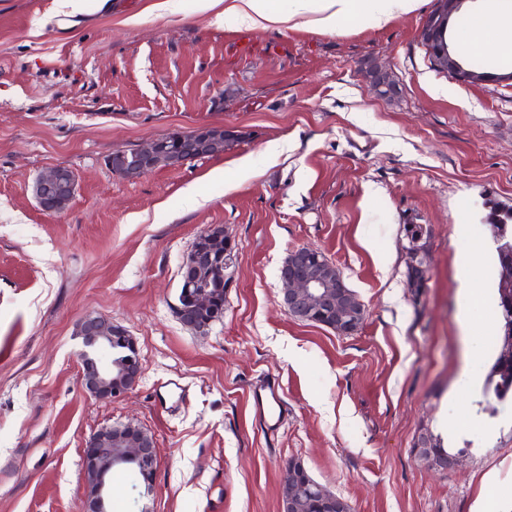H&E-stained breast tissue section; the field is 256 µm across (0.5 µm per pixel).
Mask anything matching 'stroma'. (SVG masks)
I'll return each instance as SVG.
<instances>
[{
	"label": "stroma",
	"instance_id": "35a3bbf8",
	"mask_svg": "<svg viewBox=\"0 0 512 512\" xmlns=\"http://www.w3.org/2000/svg\"><path fill=\"white\" fill-rule=\"evenodd\" d=\"M436 7L322 34L219 21L199 0H83L74 16L57 0H0V512H82L83 450L118 422L155 442L149 512H282L294 460L352 512L512 501V402L477 405L499 321L488 216L512 210V60L483 59L500 82L438 71L421 39ZM375 70L391 95L373 92ZM203 126L238 139L135 180L107 164ZM59 166L76 191L50 214L32 184ZM409 224L427 230L419 290ZM211 225L237 248L224 315L199 333L175 307L180 266ZM300 246L364 305L354 334L283 310L279 268ZM88 314L123 326L142 363L111 402L81 382ZM268 380L283 402L272 432L252 410ZM423 434L458 466L432 467Z\"/></svg>",
	"mask_w": 512,
	"mask_h": 512
}]
</instances>
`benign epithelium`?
I'll list each match as a JSON object with an SVG mask.
<instances>
[{"label": "benign epithelium", "mask_w": 512, "mask_h": 512, "mask_svg": "<svg viewBox=\"0 0 512 512\" xmlns=\"http://www.w3.org/2000/svg\"><path fill=\"white\" fill-rule=\"evenodd\" d=\"M463 0H438V8L427 19L422 38L434 65L464 82L478 83L486 80L465 70L460 61L451 56L445 39L448 22ZM234 139L235 131L209 127L194 130L188 141L192 148L187 152L174 153L166 142L155 138L136 148L130 154H121L113 160L117 174L126 179L142 177L162 163L184 165L202 157L204 147L218 137ZM76 190V177L64 167H55L39 175L33 183V195L42 209L52 205L50 211L65 208ZM425 228L415 229L408 235L407 256L409 265L420 275L427 273L428 254L424 246ZM236 244L224 231V227L210 226L195 239L183 260L180 275L182 293L176 305L180 322L196 332L208 330L213 319L207 311L224 309L217 293L226 286ZM279 279L281 305L292 317L321 323L339 336H349L357 331L364 319V306L347 286L340 270L319 249L301 246L292 249L281 265ZM116 324L97 315H87L77 325V335L88 347L97 350L112 345L119 339L134 346L126 332L120 337L112 335ZM82 383L86 392L98 400L112 401L123 397L142 376V364L138 355L131 356L120 372L112 370V362L87 353L81 354ZM419 453L436 468L448 469L457 465L458 459H447L431 453L429 445L418 444ZM123 462L134 475H139L145 464L157 465V453L152 438L130 424L106 426L96 431L84 449V467L88 477V494L84 512H108L106 481L112 466ZM284 487L288 497L283 499V512H299L304 502H309L315 512H351L349 503L316 483L306 471L286 470Z\"/></svg>", "instance_id": "1"}]
</instances>
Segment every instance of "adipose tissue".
Instances as JSON below:
<instances>
[{
	"label": "adipose tissue",
	"instance_id": "adipose-tissue-1",
	"mask_svg": "<svg viewBox=\"0 0 512 512\" xmlns=\"http://www.w3.org/2000/svg\"><path fill=\"white\" fill-rule=\"evenodd\" d=\"M420 4L421 0H292L283 16L274 11L271 0H226L224 10L255 24L290 22L334 34L365 16L387 25ZM473 27L465 42L470 53L512 60V0L478 12Z\"/></svg>",
	"mask_w": 512,
	"mask_h": 512
}]
</instances>
